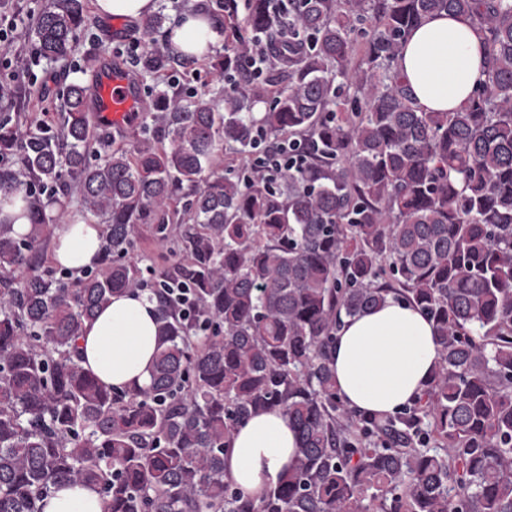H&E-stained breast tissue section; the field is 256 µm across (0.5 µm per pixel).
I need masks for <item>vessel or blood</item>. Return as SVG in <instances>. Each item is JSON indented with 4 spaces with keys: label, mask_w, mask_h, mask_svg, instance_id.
<instances>
[{
    "label": "vessel or blood",
    "mask_w": 512,
    "mask_h": 512,
    "mask_svg": "<svg viewBox=\"0 0 512 512\" xmlns=\"http://www.w3.org/2000/svg\"><path fill=\"white\" fill-rule=\"evenodd\" d=\"M137 94L127 72L102 65L87 91V106L95 125L103 129L129 124L136 110Z\"/></svg>",
    "instance_id": "obj_1"
}]
</instances>
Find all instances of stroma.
Wrapping results in <instances>:
<instances>
[{
  "instance_id": "1",
  "label": "stroma",
  "mask_w": 512,
  "mask_h": 512,
  "mask_svg": "<svg viewBox=\"0 0 512 512\" xmlns=\"http://www.w3.org/2000/svg\"><path fill=\"white\" fill-rule=\"evenodd\" d=\"M94 2L84 0L85 22L77 34L73 53L66 60L51 63L36 59L32 24L28 22L18 28L7 54L0 55V78L6 79L8 89L13 92L12 99L0 101V113H9L13 121L21 126L33 120L49 127L55 126L60 120L63 89L72 82L86 83L90 80L85 71L88 58L98 56L100 50L109 48L121 64L130 65L132 73L139 75V66L130 63L132 50L143 53L153 47L165 49V33L146 37L141 24L136 21H122V37L112 39V22L95 14ZM223 53V40H216L208 56L196 60L191 66L178 69V80L174 83L164 74L145 78L139 75L142 109L151 107L158 89L171 84L186 95L204 96L215 103H222L228 83L224 76L212 70L209 60ZM128 257L140 266L151 265L158 271L173 267L180 259L173 244L159 241L149 224L137 225Z\"/></svg>"
}]
</instances>
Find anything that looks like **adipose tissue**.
Here are the masks:
<instances>
[{
  "mask_svg": "<svg viewBox=\"0 0 512 512\" xmlns=\"http://www.w3.org/2000/svg\"><path fill=\"white\" fill-rule=\"evenodd\" d=\"M178 53L203 57L216 36L210 18L188 11L168 33ZM486 46L464 17L439 14L411 32L396 60L417 104L427 112L462 107L483 79ZM104 227L79 212L54 225L51 259L81 275L100 255ZM155 302L118 294L79 339L82 365L118 389L149 384L159 336ZM440 356L433 325L419 307L387 298L378 308L344 319L333 350L336 389L349 408L392 414L410 404L430 380ZM224 475L253 498L295 465L296 434L281 409L253 415L234 433ZM43 512H104L96 488L64 484L44 501Z\"/></svg>",
  "mask_w": 512,
  "mask_h": 512,
  "instance_id": "obj_1",
  "label": "adipose tissue"
}]
</instances>
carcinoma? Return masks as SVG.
<instances>
[{"mask_svg":"<svg viewBox=\"0 0 512 512\" xmlns=\"http://www.w3.org/2000/svg\"><path fill=\"white\" fill-rule=\"evenodd\" d=\"M214 63L241 72L247 28L270 41L271 81L242 80L224 111L156 93L133 152L91 165L86 86L64 94L61 127L0 115V191L29 194L30 230L0 224V512H43L66 483L94 486L105 512H512V0H268L240 20ZM443 12L483 34L486 77L455 112H426L395 66L410 31ZM83 0L37 13L39 57L67 58ZM373 24L354 63V24ZM175 64L159 50L145 74ZM279 86L260 118L248 112ZM297 139L307 155L281 180L226 175V145ZM76 182L104 220L101 267L77 285L9 273L48 226L35 187ZM189 208L176 217L170 196ZM185 262L161 274L195 300L185 314L124 260L138 224ZM149 291L160 341L150 383L108 387L80 363L85 323L112 295ZM419 306L441 347L424 391L396 414L358 413L332 369L345 317L387 296ZM280 408L296 467L255 501L224 479V454L253 413Z\"/></svg>","mask_w":512,"mask_h":512,"instance_id":"obj_1","label":"carcinoma"}]
</instances>
